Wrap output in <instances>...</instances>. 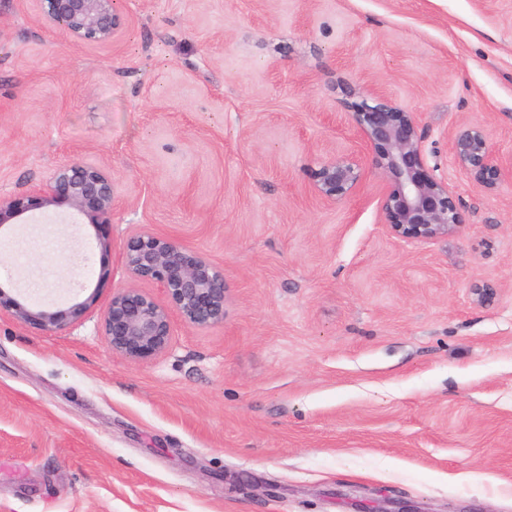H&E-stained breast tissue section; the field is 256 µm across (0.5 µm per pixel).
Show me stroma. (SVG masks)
<instances>
[{"mask_svg":"<svg viewBox=\"0 0 512 512\" xmlns=\"http://www.w3.org/2000/svg\"><path fill=\"white\" fill-rule=\"evenodd\" d=\"M115 8L97 48L0 0V193L75 161L115 193L98 229H0V287L98 296L60 333L0 317V512H512V178L483 187L450 151L476 124L512 160V0ZM351 88L416 113L463 217L448 238L392 237L371 169L347 200L313 194L322 159L363 147ZM145 229L227 291L223 322L173 317L133 363L102 316Z\"/></svg>","mask_w":512,"mask_h":512,"instance_id":"1","label":"stroma"}]
</instances>
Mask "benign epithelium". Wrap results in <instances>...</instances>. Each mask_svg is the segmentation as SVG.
Wrapping results in <instances>:
<instances>
[{
    "instance_id": "1",
    "label": "benign epithelium",
    "mask_w": 512,
    "mask_h": 512,
    "mask_svg": "<svg viewBox=\"0 0 512 512\" xmlns=\"http://www.w3.org/2000/svg\"><path fill=\"white\" fill-rule=\"evenodd\" d=\"M37 17L64 31L80 45L108 47L120 28L114 0H35ZM350 118L371 156V165L384 181L380 209L388 232L407 241H434L448 237L462 224L448 182L425 169L424 140L412 112L396 107L386 96L375 104H351ZM451 154L457 166L487 186L505 173L478 125L460 127L452 137ZM365 174L361 154L321 160L312 191L336 203L355 193ZM112 177L97 163L80 161L59 165L50 178L22 194L0 195V229L32 224L67 208L80 223L94 228L112 223ZM123 274L157 284L158 299L138 288L112 292L103 312L104 334L112 353L141 363L165 353L171 343L172 312L184 323L208 327L224 321V270L174 238L145 230L130 237L121 252ZM96 295L65 309H53L29 295L11 294L0 287V316L45 333H58L83 317Z\"/></svg>"
}]
</instances>
